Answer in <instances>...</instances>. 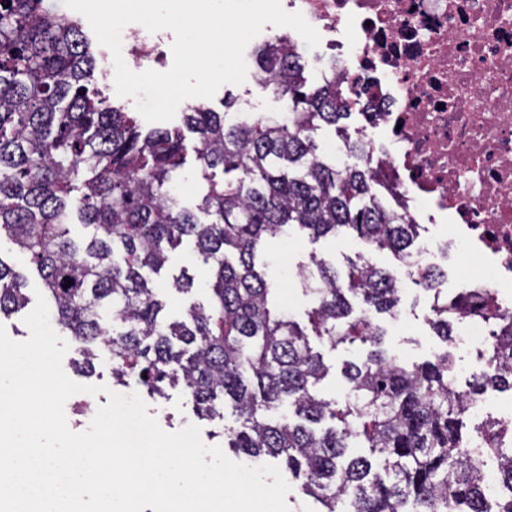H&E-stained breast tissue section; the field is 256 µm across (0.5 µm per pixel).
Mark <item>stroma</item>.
<instances>
[{
  "label": "stroma",
  "instance_id": "1",
  "mask_svg": "<svg viewBox=\"0 0 512 512\" xmlns=\"http://www.w3.org/2000/svg\"><path fill=\"white\" fill-rule=\"evenodd\" d=\"M232 99L233 109L237 112H248L253 105H262L266 112L284 113L288 110L285 99L275 97L260 81L256 66H248L246 80L243 84H225L213 98L207 99V106L215 111H222L224 99ZM357 245L346 237L321 238L311 240L308 236L280 237L268 240L261 260L262 270L267 279L278 290L277 299L282 307L295 320L306 322L307 313L314 305L312 295L306 294L302 286L301 272L310 268L312 257L322 258L335 264L338 270H345L348 258L357 253ZM374 263L387 269L401 283L402 297L405 307L411 313L401 322H392L389 316H377L376 321L386 332L385 345L406 363H419L437 351L444 350L445 344L430 333L424 322V309L428 295L419 287L414 279L408 278L405 267L387 250L376 252ZM188 269L194 275L196 287L192 293L178 292L173 282L181 269ZM210 282V270L198 259L191 243H183L171 251L165 268L153 278L155 288L164 296L166 312L170 318L181 316L185 308L193 302H205L206 289ZM321 351L331 370L321 385L326 399L343 402L349 388L341 376L344 362L356 361L364 357L365 350L360 344L341 345L337 348L322 346ZM149 415L154 416L162 429L176 432L187 425H197L201 430L202 441L209 446L223 445L225 428L235 426L236 420L232 413L213 420L199 418L197 410L182 388L168 389L163 400L147 399Z\"/></svg>",
  "mask_w": 512,
  "mask_h": 512
}]
</instances>
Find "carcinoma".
I'll return each mask as SVG.
<instances>
[{
	"label": "carcinoma",
	"instance_id": "carcinoma-1",
	"mask_svg": "<svg viewBox=\"0 0 512 512\" xmlns=\"http://www.w3.org/2000/svg\"><path fill=\"white\" fill-rule=\"evenodd\" d=\"M254 53L262 84L291 102L286 120L228 125L226 113L195 104L183 126L144 130L98 89L79 19L46 0H0V237L35 266L58 325L79 345V371L105 348L118 382L133 378L152 397L181 384L211 417L231 407L240 426L224 430L228 447L277 460L321 512H490L479 461L495 458L512 487V447H503L512 426L471 431L466 400L488 387L512 391V325L483 308L500 334L464 389L449 377L448 352L408 366L383 348L373 316L398 314L401 291L365 254L386 249L407 262L416 225L383 200L387 184L361 140L345 135L353 162L344 168L318 153L317 132H342L351 116L336 66L312 86L288 36ZM186 130L198 137L193 208L172 186ZM75 224L87 229L81 241ZM293 230L313 240L349 233L364 249L344 274L311 259L304 285L316 306L304 326L272 311L257 269L266 240ZM185 240L209 266V300L170 321L146 272L159 273ZM418 279L434 293L448 271ZM25 287L0 256V317L28 305ZM465 306L445 304L432 332L448 341ZM312 336L332 350L366 348L343 365L351 397L341 407L318 392L330 367Z\"/></svg>",
	"mask_w": 512,
	"mask_h": 512
}]
</instances>
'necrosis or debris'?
Returning a JSON list of instances; mask_svg holds the SVG:
<instances>
[{
  "label": "necrosis or debris",
  "mask_w": 512,
  "mask_h": 512,
  "mask_svg": "<svg viewBox=\"0 0 512 512\" xmlns=\"http://www.w3.org/2000/svg\"><path fill=\"white\" fill-rule=\"evenodd\" d=\"M329 36L361 135L387 139L374 164L414 222L451 221L420 241L412 271L464 255L456 296L470 312L454 342L474 356L494 343L486 297L512 315V0H293Z\"/></svg>",
  "instance_id": "obj_1"
}]
</instances>
